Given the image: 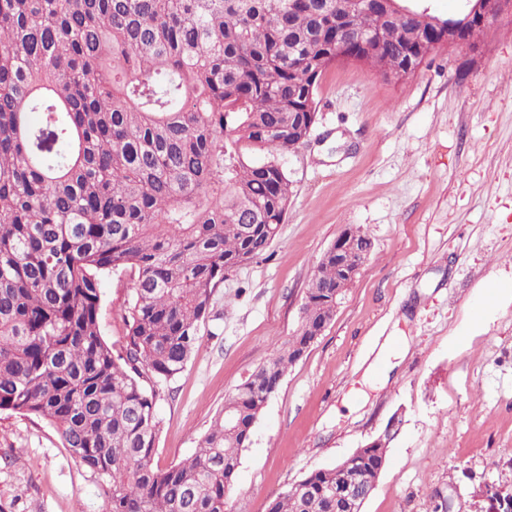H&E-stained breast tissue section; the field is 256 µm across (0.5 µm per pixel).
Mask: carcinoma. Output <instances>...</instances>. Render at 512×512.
Segmentation results:
<instances>
[{
  "mask_svg": "<svg viewBox=\"0 0 512 512\" xmlns=\"http://www.w3.org/2000/svg\"><path fill=\"white\" fill-rule=\"evenodd\" d=\"M408 63L434 27L346 0H0V412L47 420L104 512H227L242 448L289 365L336 310L328 249L300 327L227 397L195 454L151 464L157 387L201 340L224 274L263 255L291 184L279 157L317 120L324 70ZM134 282L124 352L103 338L101 283ZM280 493L270 512H336L330 489L375 484L388 445ZM476 496L512 512V485Z\"/></svg>",
  "mask_w": 512,
  "mask_h": 512,
  "instance_id": "cac0c4a2",
  "label": "carcinoma"
}]
</instances>
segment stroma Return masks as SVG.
I'll return each instance as SVG.
<instances>
[{
    "mask_svg": "<svg viewBox=\"0 0 512 512\" xmlns=\"http://www.w3.org/2000/svg\"><path fill=\"white\" fill-rule=\"evenodd\" d=\"M307 144L279 162L293 195L266 253L213 290L201 343L160 393L152 464L191 456L224 400L300 325L305 291L347 228L372 242L331 323L256 420L229 512H267L314 471L399 430L364 512H438L482 481L512 485V11L474 48L444 47L405 81L339 61ZM130 271L102 280L100 327L125 344ZM90 472L48 421L0 412V512H102Z\"/></svg>",
    "mask_w": 512,
    "mask_h": 512,
    "instance_id": "obj_1",
    "label": "stroma"
}]
</instances>
